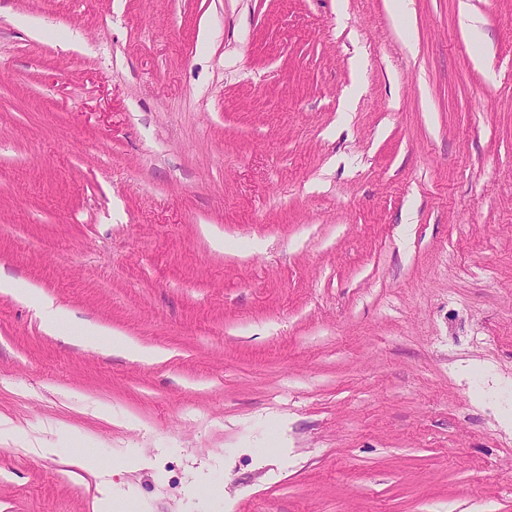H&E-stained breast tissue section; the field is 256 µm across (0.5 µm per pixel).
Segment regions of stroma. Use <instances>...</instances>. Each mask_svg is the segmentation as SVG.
<instances>
[{
	"mask_svg": "<svg viewBox=\"0 0 512 512\" xmlns=\"http://www.w3.org/2000/svg\"><path fill=\"white\" fill-rule=\"evenodd\" d=\"M1 275L0 512H512V0H0ZM0 293L35 302L40 310L45 331L54 335L67 336L74 344L95 346L111 344L114 348L117 347L120 351L143 360L159 356L156 350L134 345L120 336H112V333L101 327L89 323H74L70 313L56 306L51 298L40 290L24 286L14 279L0 276Z\"/></svg>",
	"mask_w": 512,
	"mask_h": 512,
	"instance_id": "1",
	"label": "stroma"
}]
</instances>
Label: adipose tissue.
Masks as SVG:
<instances>
[{"label": "adipose tissue", "instance_id": "ef3b65f1", "mask_svg": "<svg viewBox=\"0 0 512 512\" xmlns=\"http://www.w3.org/2000/svg\"><path fill=\"white\" fill-rule=\"evenodd\" d=\"M0 293L35 302L47 333L68 337L72 343L78 345L110 344L128 355L143 360H150L157 356L155 350L134 345L122 337L112 335L101 327L88 323H74L70 313L64 308L56 306L51 298L40 290L24 286L14 279L0 276Z\"/></svg>", "mask_w": 512, "mask_h": 512}]
</instances>
